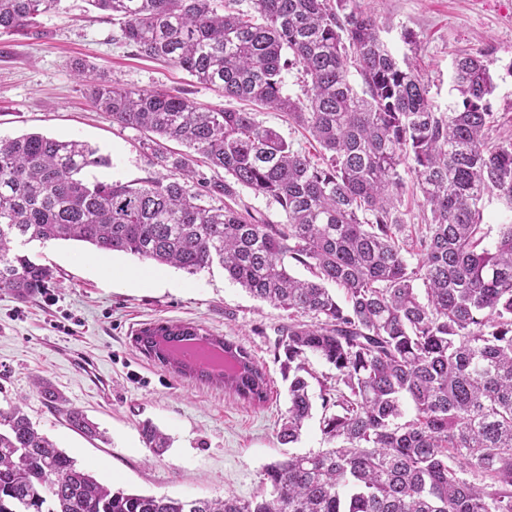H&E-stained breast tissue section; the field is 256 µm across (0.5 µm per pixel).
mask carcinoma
I'll use <instances>...</instances> for the list:
<instances>
[{
	"instance_id": "1",
	"label": "carcinoma",
	"mask_w": 512,
	"mask_h": 512,
	"mask_svg": "<svg viewBox=\"0 0 512 512\" xmlns=\"http://www.w3.org/2000/svg\"><path fill=\"white\" fill-rule=\"evenodd\" d=\"M61 2L0 0V35H40L39 17ZM87 2L119 21L141 55L287 113L323 153L312 161L255 112L116 87L78 61L94 107L143 133L165 172L89 181L84 172L109 160L84 141L1 138L0 290L26 298L55 279L23 251L34 241L84 242L192 275L217 263L288 312L276 347L288 382L279 440L300 439L315 380L329 447L266 465L249 498L114 492L15 403L0 410V512H512V224L491 248L483 228L485 198L512 209V134L491 109L482 52L456 56L461 101L436 112L420 71L388 50L361 0H250L246 11L239 0ZM297 67L303 100L283 92V73ZM195 154L224 179L197 170ZM406 170L427 214L419 229L400 210ZM190 179L199 191L187 190ZM242 187L276 202L287 223L212 204ZM224 351L238 364L219 379L224 390L265 403L263 366L232 340ZM311 356L335 374L319 379ZM36 388L51 406L67 403L47 383ZM65 416L74 432L101 436L81 409ZM142 434L149 448L170 445L152 425Z\"/></svg>"
}]
</instances>
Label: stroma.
Masks as SVG:
<instances>
[{
    "instance_id": "1",
    "label": "stroma",
    "mask_w": 512,
    "mask_h": 512,
    "mask_svg": "<svg viewBox=\"0 0 512 512\" xmlns=\"http://www.w3.org/2000/svg\"><path fill=\"white\" fill-rule=\"evenodd\" d=\"M366 6L391 53L419 65L436 111L459 100L452 81L456 53L484 50L496 84L493 110L512 127V0H367ZM40 22L42 38L0 36V137L39 132L88 142L110 164L88 169L87 178L140 182L160 167L140 132L92 105L73 72L75 59L117 86L165 89L216 111L256 112L251 102L224 98L185 71L139 55L122 40L118 23L86 0H62ZM27 252L53 266L56 278L24 300L0 291V409L24 399L38 429L98 480L176 498H247L267 464L324 448L318 408L298 442L280 443L288 395L275 358L276 330L287 314L251 296L220 266L190 275L72 241L34 242ZM159 321L196 325L240 343L268 374L267 402L248 404L137 350L136 331ZM38 379L83 410L104 439L72 431L35 391ZM147 421L170 437L164 453L146 447Z\"/></svg>"
}]
</instances>
